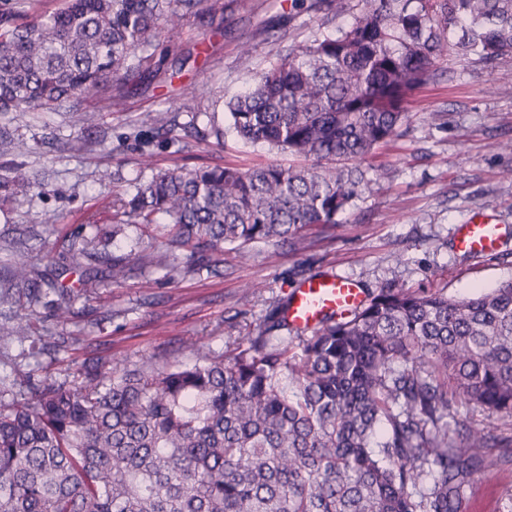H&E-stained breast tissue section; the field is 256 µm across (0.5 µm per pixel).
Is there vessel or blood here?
Returning a JSON list of instances; mask_svg holds the SVG:
<instances>
[{
	"mask_svg": "<svg viewBox=\"0 0 512 512\" xmlns=\"http://www.w3.org/2000/svg\"><path fill=\"white\" fill-rule=\"evenodd\" d=\"M500 242L497 227L485 220H469L460 225L457 247L472 254L492 251ZM363 292L348 277L329 276L305 281L288 301L286 316L290 325L310 331L328 314L343 316L358 308Z\"/></svg>",
	"mask_w": 512,
	"mask_h": 512,
	"instance_id": "1",
	"label": "vessel or blood"
}]
</instances>
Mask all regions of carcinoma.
<instances>
[{"label":"carcinoma","mask_w":512,"mask_h":512,"mask_svg":"<svg viewBox=\"0 0 512 512\" xmlns=\"http://www.w3.org/2000/svg\"><path fill=\"white\" fill-rule=\"evenodd\" d=\"M325 27L338 0H318ZM210 0H64L31 20L0 11V112L76 108L107 83L150 77L163 26ZM492 63L512 53V0H367L345 26L291 45L230 106L236 134L306 160L247 170H159L112 202L49 265L17 243L0 261V345L34 336L49 295L67 322L76 267L90 293L136 272L185 278L255 243L297 247L328 230L365 187L362 163L398 136L410 96L445 51ZM197 117L156 122L188 146ZM31 184L22 163L0 197ZM135 225L148 245L108 243ZM161 245H154L155 241ZM273 308L246 344L192 365L83 363L76 380L14 379L0 403V512H459L475 476L512 468V283L466 298L383 285L308 335ZM478 407L495 420H459Z\"/></svg>","instance_id":"1"}]
</instances>
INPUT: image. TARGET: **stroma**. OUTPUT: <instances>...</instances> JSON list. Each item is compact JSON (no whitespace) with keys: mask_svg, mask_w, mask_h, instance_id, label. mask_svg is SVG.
<instances>
[{"mask_svg":"<svg viewBox=\"0 0 512 512\" xmlns=\"http://www.w3.org/2000/svg\"><path fill=\"white\" fill-rule=\"evenodd\" d=\"M323 15L280 0H218L211 16L185 17L163 29L155 59L159 75L126 86L122 111L89 99L80 111L99 113L95 125L65 111L15 117L0 112V129L21 146L19 159L38 172L46 192L31 188L19 202L0 207V238H27L36 258L62 251L65 233L87 215L112 221L110 203L148 181L153 167L289 164L291 156L264 143L239 139L228 128L227 104L298 44L324 31ZM435 78L408 107L401 136L382 146L367 172L368 186L335 229L308 231L302 250L282 242L252 246L239 262L225 251L221 275L207 272L166 280L152 273L101 288L98 298L78 299L72 322L56 323L47 307L34 318L44 345L21 357L20 344L0 350V379L14 369L35 379H72L89 358L104 362L191 364L207 352H229L298 288L306 274L343 275L364 293L396 282L409 288L445 289L463 298L512 282V55L487 66L453 55L440 60ZM177 121L200 113L204 140L181 148L159 130L154 116ZM224 130L216 140L211 128ZM110 177L99 180L100 169ZM477 213L499 224V246L483 255L457 250L456 230ZM72 337L56 351L58 337ZM196 337L197 348L187 347ZM512 487V473L482 476L467 489L462 512H497Z\"/></svg>","mask_w":512,"mask_h":512,"instance_id":"1","label":"stroma"}]
</instances>
